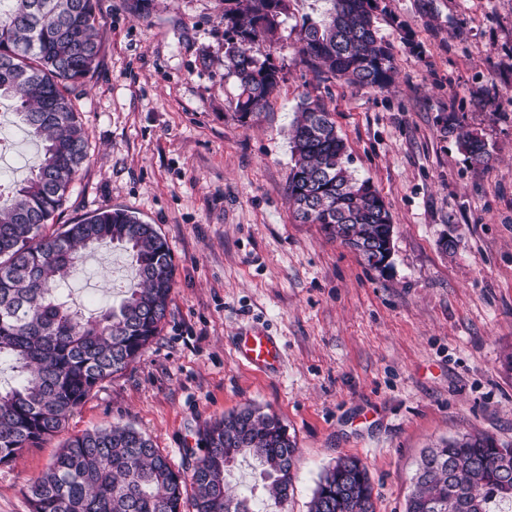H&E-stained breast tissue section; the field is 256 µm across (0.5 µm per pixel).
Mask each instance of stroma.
<instances>
[{
	"label": "stroma",
	"mask_w": 512,
	"mask_h": 512,
	"mask_svg": "<svg viewBox=\"0 0 512 512\" xmlns=\"http://www.w3.org/2000/svg\"><path fill=\"white\" fill-rule=\"evenodd\" d=\"M396 79L383 91L324 73L298 51L304 18L329 0H291L260 47L283 78L260 119L242 124L224 76V0H98L100 63L71 97L88 157L55 225L122 209L156 225L174 286L159 335L104 381L61 435L0 465V512H31L29 485L64 440L114 423L146 434L174 470L203 453L210 421L247 406L277 416L296 443L293 488L266 500L253 460L226 476L255 512H309L325 470L367 467L376 512H405L422 453L482 432L512 445V0H377ZM321 100L394 224L384 270L368 266L288 204L290 129ZM492 154L475 168L449 114ZM37 148L0 102V182L25 179ZM455 245L444 249V239ZM135 277L104 246L66 282L83 317L118 303ZM275 336L280 369L242 363L243 328Z\"/></svg>",
	"instance_id": "35a3bbf8"
}]
</instances>
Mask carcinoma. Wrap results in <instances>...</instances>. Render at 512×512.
<instances>
[{"mask_svg":"<svg viewBox=\"0 0 512 512\" xmlns=\"http://www.w3.org/2000/svg\"><path fill=\"white\" fill-rule=\"evenodd\" d=\"M374 0H331L320 20L300 26L299 52L333 76L377 90L394 81L390 44L379 35ZM289 0H224V76L236 80V113L247 124L264 112L282 68L258 50L288 16ZM103 31L97 0H0V100L12 102L26 134L42 146L23 182L0 205V361L18 373L0 389V464L63 431L69 416L104 380L139 358L166 317L174 285L171 250L152 224L120 209H103L56 233H44L70 195L88 156L89 133L70 96L99 64ZM445 133L476 168L491 153L484 137L448 118ZM288 201L301 224L359 249L386 243L391 221L369 180L346 166L343 140L325 104L303 100L293 123ZM100 245L127 251L137 283L94 320L71 309L60 285L85 252ZM205 448L187 474L133 427L87 431L64 442L30 486L32 512H254L251 499L228 492L238 458L259 466L268 501L280 507L293 486L295 442L281 421L245 407L210 422ZM512 447L483 433L429 449L412 477L405 512H503L512 504ZM194 494L183 498L185 483ZM309 512H375L361 461L329 468Z\"/></svg>","mask_w":512,"mask_h":512,"instance_id":"1","label":"carcinoma"}]
</instances>
